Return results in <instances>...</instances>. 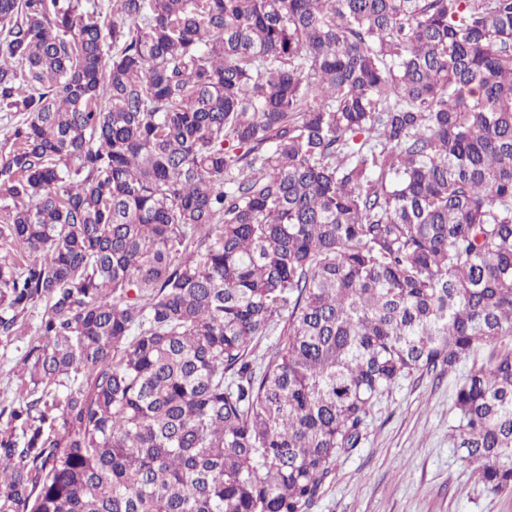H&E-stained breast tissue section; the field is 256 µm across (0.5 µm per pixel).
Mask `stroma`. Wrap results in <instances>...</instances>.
<instances>
[{
	"instance_id": "stroma-1",
	"label": "stroma",
	"mask_w": 512,
	"mask_h": 512,
	"mask_svg": "<svg viewBox=\"0 0 512 512\" xmlns=\"http://www.w3.org/2000/svg\"><path fill=\"white\" fill-rule=\"evenodd\" d=\"M46 310L23 316L20 336L0 339V407L9 405L21 361ZM468 363L441 381L412 375L384 393L369 414L359 448L341 456L308 512H512V495L474 482L448 440L453 394Z\"/></svg>"
}]
</instances>
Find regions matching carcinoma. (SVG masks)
<instances>
[{
	"mask_svg": "<svg viewBox=\"0 0 512 512\" xmlns=\"http://www.w3.org/2000/svg\"><path fill=\"white\" fill-rule=\"evenodd\" d=\"M110 3L0 0V508L306 512L486 348L449 440L511 494L512 0ZM45 311V303L29 309L23 316L21 335L0 339V409L8 406L15 396L22 358L37 337V326Z\"/></svg>",
	"mask_w": 512,
	"mask_h": 512,
	"instance_id": "obj_1",
	"label": "carcinoma"
}]
</instances>
